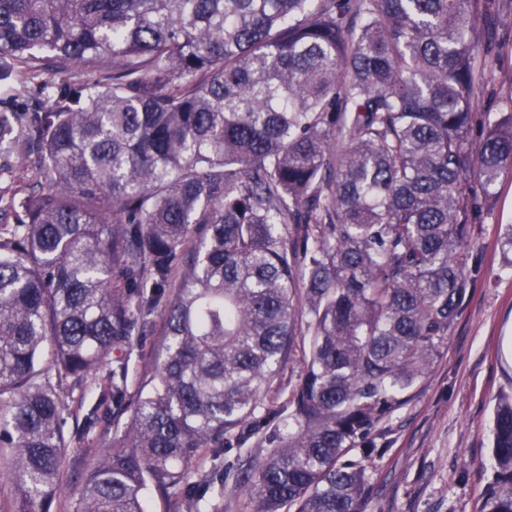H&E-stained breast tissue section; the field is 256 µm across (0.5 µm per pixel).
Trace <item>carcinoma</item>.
I'll list each match as a JSON object with an SVG mask.
<instances>
[{
    "label": "carcinoma",
    "mask_w": 512,
    "mask_h": 512,
    "mask_svg": "<svg viewBox=\"0 0 512 512\" xmlns=\"http://www.w3.org/2000/svg\"><path fill=\"white\" fill-rule=\"evenodd\" d=\"M470 0H0V512H51L65 451L125 403V345L164 303L153 376L77 512H145L254 435L297 337L285 433L224 480L243 512H364L380 424L448 340L468 216L512 164L481 122ZM74 67L83 80L60 71ZM481 188L476 195L470 188ZM178 287H172L173 279ZM100 400L65 432L63 397ZM359 453H354V450ZM479 512H512V391Z\"/></svg>",
    "instance_id": "obj_1"
}]
</instances>
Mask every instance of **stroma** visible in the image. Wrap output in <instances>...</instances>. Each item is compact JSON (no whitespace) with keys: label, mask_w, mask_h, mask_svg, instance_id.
<instances>
[{"label":"stroma","mask_w":512,"mask_h":512,"mask_svg":"<svg viewBox=\"0 0 512 512\" xmlns=\"http://www.w3.org/2000/svg\"><path fill=\"white\" fill-rule=\"evenodd\" d=\"M472 40L479 86L470 99L477 115L512 111V0H494L492 10L472 8ZM472 243L479 271L466 305L427 376L387 420L391 447L375 459L367 512H478L492 470L493 412L500 393L512 390V268L498 246L503 225L512 224V166L496 193L471 213ZM165 322L163 309L147 332L132 336L122 354L126 399L134 401L156 367ZM303 373L301 353L286 360L264 396L269 410L250 448H263L280 434L288 413V387ZM102 446L90 434L68 451V483L52 512H75L83 479Z\"/></svg>","instance_id":"stroma-1"}]
</instances>
